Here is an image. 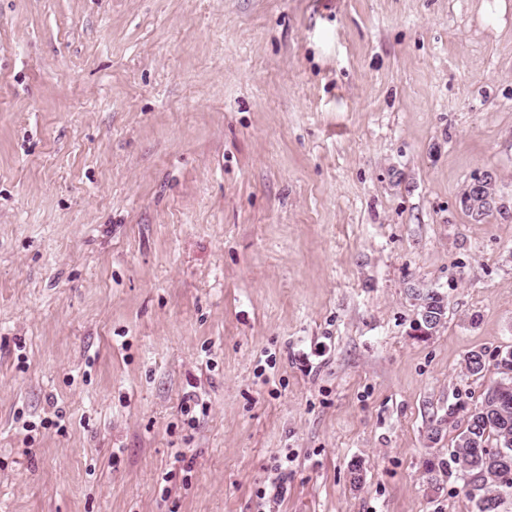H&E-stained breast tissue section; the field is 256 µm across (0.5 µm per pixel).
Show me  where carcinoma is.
Here are the masks:
<instances>
[{
  "mask_svg": "<svg viewBox=\"0 0 512 512\" xmlns=\"http://www.w3.org/2000/svg\"><path fill=\"white\" fill-rule=\"evenodd\" d=\"M410 296L428 310L433 331L444 323L446 312L433 296V290L411 288ZM500 383L489 386L469 409L462 431L457 435L450 458L453 463L478 474L481 480L476 495L477 512H498L502 491L512 489V358L497 363ZM465 367L473 376L482 374L484 354L471 351Z\"/></svg>",
  "mask_w": 512,
  "mask_h": 512,
  "instance_id": "obj_1",
  "label": "carcinoma"
}]
</instances>
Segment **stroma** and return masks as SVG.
Segmentation results:
<instances>
[{"instance_id":"stroma-1","label":"stroma","mask_w":512,"mask_h":512,"mask_svg":"<svg viewBox=\"0 0 512 512\" xmlns=\"http://www.w3.org/2000/svg\"><path fill=\"white\" fill-rule=\"evenodd\" d=\"M509 349L512 0H0V512H475ZM472 188L474 189V193L470 198V205L474 207H478L483 204L486 206H493L494 202L496 203V208L502 209L503 205L500 203V198L497 195V181L495 178V174L491 170H486L483 173L476 176L471 182ZM462 206L464 207L467 214L477 222L483 221L487 216L493 213L494 209L484 208L481 212H474L470 207L464 206L463 202ZM410 296L413 297L416 301H431L430 305H424V304H418L419 309V319L422 322V326L425 328L426 331H433L439 326H441L444 323V320L446 318V307L443 311L442 306L439 304V301H437L431 293L438 292L433 289H426V288H410ZM429 312V316H431V325H427L422 320L421 312L423 310H426L427 308ZM425 330H417L416 332L420 334L421 332H426Z\"/></svg>"}]
</instances>
